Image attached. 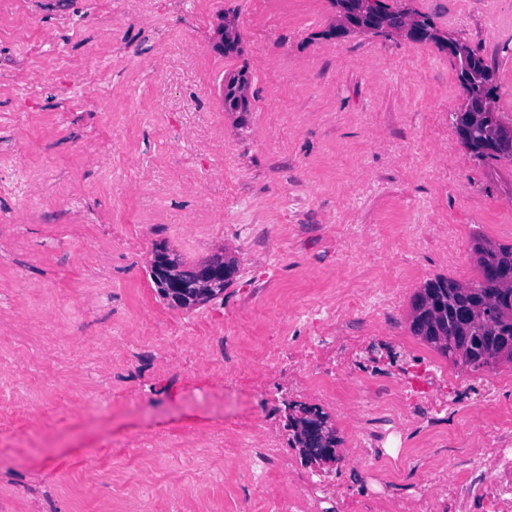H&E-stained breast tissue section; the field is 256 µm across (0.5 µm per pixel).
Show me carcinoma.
Returning <instances> with one entry per match:
<instances>
[{"label": "carcinoma", "instance_id": "carcinoma-1", "mask_svg": "<svg viewBox=\"0 0 512 512\" xmlns=\"http://www.w3.org/2000/svg\"><path fill=\"white\" fill-rule=\"evenodd\" d=\"M243 44L240 29L235 28L223 35L217 49L237 57ZM246 70L244 66L224 73V109L234 110L241 117L251 110L244 93L249 83ZM511 138L512 118L498 112L492 122L472 120L464 146L480 162L512 163V151H488L490 142ZM167 248L165 242L156 244L148 265L149 277L165 301L173 287L181 285L184 293L180 308L200 310L224 296V290L235 281L239 266L231 260L201 261L180 270L178 263L185 259L179 253L169 257L164 253ZM472 250L477 256L476 276L466 284L445 276L427 280L412 299L410 331L453 363L479 372L501 361L512 363V348L504 352L499 345L501 337H512V281L503 282L494 276V271L503 267L512 269V244L477 238Z\"/></svg>", "mask_w": 512, "mask_h": 512}]
</instances>
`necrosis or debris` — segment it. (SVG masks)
<instances>
[{"instance_id": "necrosis-or-debris-1", "label": "necrosis or debris", "mask_w": 512, "mask_h": 512, "mask_svg": "<svg viewBox=\"0 0 512 512\" xmlns=\"http://www.w3.org/2000/svg\"><path fill=\"white\" fill-rule=\"evenodd\" d=\"M249 234L254 243L248 251L256 260L247 268V308L265 292L272 250L265 225H250ZM397 305L396 289L364 288L342 303H311L307 335L272 336L249 353L220 337L211 341V351L224 358V374L213 386L260 394L277 379L289 396L352 422L343 463L363 474L364 483L351 493L340 491L327 470L306 471L301 451L284 450L288 432L277 408L234 416L238 435L225 437L224 463L248 476L274 472L282 485L272 498L274 512H512V416L489 428L484 409L470 408L467 387L433 386L425 359L383 367L365 356L366 345L386 335ZM340 384L347 399L337 395ZM448 412L463 413L462 430L439 429ZM418 429L425 432L430 461L402 490L398 480L414 458L409 442ZM448 451L461 473L455 481L439 462Z\"/></svg>"}]
</instances>
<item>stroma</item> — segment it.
<instances>
[{
	"instance_id": "obj_1",
	"label": "stroma",
	"mask_w": 512,
	"mask_h": 512,
	"mask_svg": "<svg viewBox=\"0 0 512 512\" xmlns=\"http://www.w3.org/2000/svg\"><path fill=\"white\" fill-rule=\"evenodd\" d=\"M112 4L65 0L70 23L52 44L36 39L54 22L52 0L30 18L0 17L1 57L58 61L40 89L0 82V130L19 112L28 125L15 175L44 188L30 223H0L17 256L0 262V408L15 413L0 422V512H31L39 486L51 492L46 512H123L141 497L151 512H244V479L225 469L216 434L251 400L207 389L224 371L211 340L258 341L286 297L306 312L370 283L383 262L400 294L385 355L426 357L440 382L512 379L505 362L464 372L409 331L426 280L474 277V235L512 244V164L478 162L461 143L449 114L463 92L448 51L399 36L330 38L331 0H171L150 23L139 0H125L112 34L128 48L120 58L97 31ZM220 7L238 10L245 39L272 66L252 74L247 126L226 134L217 100L202 93L228 65L201 21ZM412 7L494 64L496 108L512 117V0ZM107 122L119 147L88 165L79 130ZM359 168L370 181L354 179ZM61 170L71 183L103 184L92 203L102 223L49 220L44 193ZM250 224L266 225L275 248L255 314L240 308L242 275L222 304L172 313L145 272L154 243L198 258ZM80 336L88 350L74 370ZM140 345L171 359L136 362ZM187 367L195 383L180 381ZM77 406L83 415H72Z\"/></svg>"
}]
</instances>
